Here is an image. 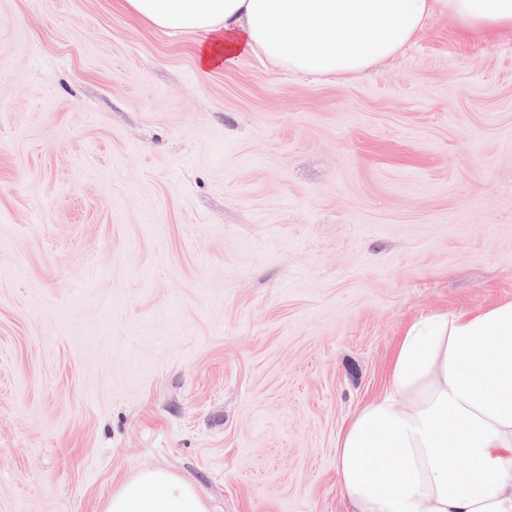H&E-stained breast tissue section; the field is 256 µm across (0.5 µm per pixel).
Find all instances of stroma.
<instances>
[{
    "label": "stroma",
    "instance_id": "obj_1",
    "mask_svg": "<svg viewBox=\"0 0 512 512\" xmlns=\"http://www.w3.org/2000/svg\"><path fill=\"white\" fill-rule=\"evenodd\" d=\"M123 0H0V512H346L337 436L429 313L512 301V30L208 71ZM193 486L161 469L141 471L112 496L107 512H205Z\"/></svg>",
    "mask_w": 512,
    "mask_h": 512
}]
</instances>
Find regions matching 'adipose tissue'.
I'll return each instance as SVG.
<instances>
[{"instance_id":"1","label":"adipose tissue","mask_w":512,"mask_h":512,"mask_svg":"<svg viewBox=\"0 0 512 512\" xmlns=\"http://www.w3.org/2000/svg\"><path fill=\"white\" fill-rule=\"evenodd\" d=\"M153 27L203 36L209 69L254 54L318 76L395 55L433 13L486 33L512 29V0H124ZM348 512H512V301L432 313L399 336L383 393L336 449ZM107 512H206L193 486L141 471Z\"/></svg>"}]
</instances>
